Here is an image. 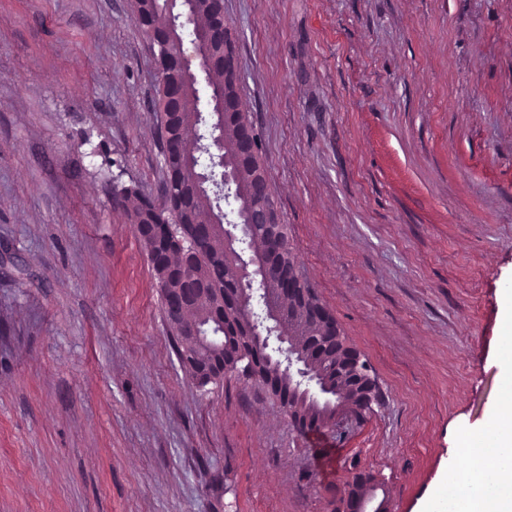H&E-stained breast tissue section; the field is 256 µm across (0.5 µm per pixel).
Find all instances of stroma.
<instances>
[{
	"label": "stroma",
	"instance_id": "35a3bbf8",
	"mask_svg": "<svg viewBox=\"0 0 512 512\" xmlns=\"http://www.w3.org/2000/svg\"><path fill=\"white\" fill-rule=\"evenodd\" d=\"M306 278L379 387L323 463L265 388L201 390L114 185L166 178L131 0H0V512H425L491 470L512 327V0H224ZM381 484L370 474H357L347 497L336 504V512H391V502L385 496L378 499Z\"/></svg>",
	"mask_w": 512,
	"mask_h": 512
}]
</instances>
